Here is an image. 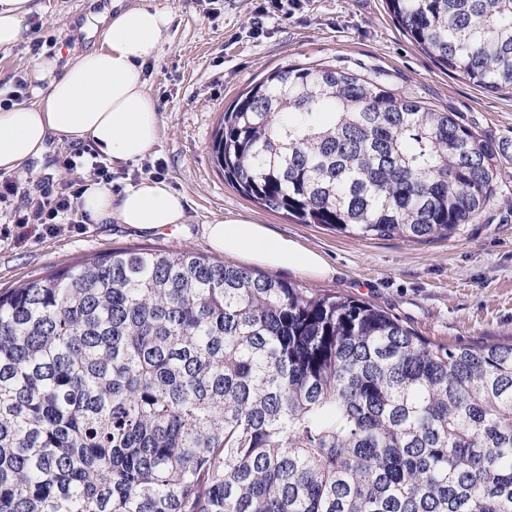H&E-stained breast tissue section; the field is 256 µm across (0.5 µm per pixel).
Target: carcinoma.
Here are the masks:
<instances>
[{"instance_id": "cac0c4a2", "label": "carcinoma", "mask_w": 512, "mask_h": 512, "mask_svg": "<svg viewBox=\"0 0 512 512\" xmlns=\"http://www.w3.org/2000/svg\"><path fill=\"white\" fill-rule=\"evenodd\" d=\"M437 63L512 90V0H386ZM301 224L446 238L495 196L448 112L327 65L269 73L212 145ZM0 512H512V338L185 252L98 254L0 291Z\"/></svg>"}]
</instances>
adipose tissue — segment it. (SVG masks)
<instances>
[{"label": "adipose tissue", "mask_w": 512, "mask_h": 512, "mask_svg": "<svg viewBox=\"0 0 512 512\" xmlns=\"http://www.w3.org/2000/svg\"><path fill=\"white\" fill-rule=\"evenodd\" d=\"M33 11L32 0H0L1 50L27 39ZM94 19L102 26L100 45L76 56L59 76L55 60L43 59L29 76L30 101L0 108V172L42 159L53 137L91 142L123 163L143 159L158 144L160 117L142 67L156 56L170 14L148 0H111ZM83 199L92 219L153 234H176L185 222L182 196L162 180H142L116 198L92 183ZM204 234L214 251L228 256L318 276L328 271L319 253L248 219L205 225Z\"/></svg>", "instance_id": "1"}]
</instances>
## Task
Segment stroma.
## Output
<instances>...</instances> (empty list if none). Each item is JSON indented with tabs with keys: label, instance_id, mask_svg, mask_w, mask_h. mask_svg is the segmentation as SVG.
<instances>
[{
	"label": "stroma",
	"instance_id": "obj_1",
	"mask_svg": "<svg viewBox=\"0 0 512 512\" xmlns=\"http://www.w3.org/2000/svg\"><path fill=\"white\" fill-rule=\"evenodd\" d=\"M171 23L157 57L146 62L147 88L159 104L155 152L113 164L111 192L144 179H162L184 198L185 226L173 236L151 235L116 221H90L83 232L39 234L8 216L87 170L67 171L71 144L50 140L43 159L13 174V195L0 202V289L99 253L140 249L191 252L221 260L204 227L240 218L318 252L330 272L267 269V276L336 292L376 305L420 336L450 346L512 337V94L491 93L458 77L404 35L386 0H151ZM33 37L54 38L57 70L89 49L72 22L88 0H35ZM329 64L377 77L388 89L428 108L454 114L481 138L506 142L496 197L473 223L445 239H365L320 224H300L260 208L224 181L211 157L213 137L237 96L268 73L289 65Z\"/></svg>",
	"mask_w": 512,
	"mask_h": 512
}]
</instances>
